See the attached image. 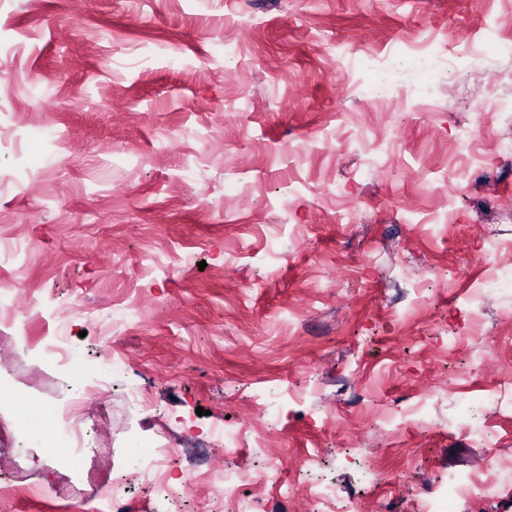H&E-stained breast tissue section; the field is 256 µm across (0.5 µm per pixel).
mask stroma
<instances>
[{"label":"stroma","mask_w":512,"mask_h":512,"mask_svg":"<svg viewBox=\"0 0 512 512\" xmlns=\"http://www.w3.org/2000/svg\"><path fill=\"white\" fill-rule=\"evenodd\" d=\"M0 43L15 47L0 55V235L30 246L27 265L0 266V279L41 299L31 336L62 329L92 365L108 320L127 363L99 377L112 416L95 439L112 456L76 468L107 481L145 443L184 444L170 476L203 482L182 512H224L207 484L220 471L244 475L263 512H303L308 482L294 464L315 448L343 500L363 463L384 470L361 512L409 506L454 475L490 477L492 445L512 448V410L475 413L469 426L488 435L476 442L453 397H440L428 432L403 428L396 448L352 384L390 402L427 378L473 394L495 380L471 371L468 347L442 346L471 331L472 283L512 263V223L496 225L492 264L476 258L494 210L512 207V162L497 154L512 138V0H0ZM424 44L454 60L435 97L417 98L425 75L400 69L374 105L359 59L387 64ZM476 46L478 74L458 56ZM487 84L508 105L482 114L489 142L472 165L455 139L472 109L458 90ZM42 126L54 147L36 136ZM361 129L391 145L374 174L352 140ZM16 134L36 182L7 179ZM446 204L452 222L438 238ZM150 255L160 264H143ZM129 296L142 305L135 326L115 307ZM77 297L81 313H65ZM479 333L512 372V290L486 301ZM70 382L21 347L1 361L0 414L33 411L35 431H2L0 446L53 439ZM273 388L281 410L260 420ZM132 391L155 417L125 407ZM227 422L246 429L232 457L210 437ZM274 461L277 491L263 482ZM88 509L32 489L12 512Z\"/></svg>","instance_id":"obj_1"}]
</instances>
